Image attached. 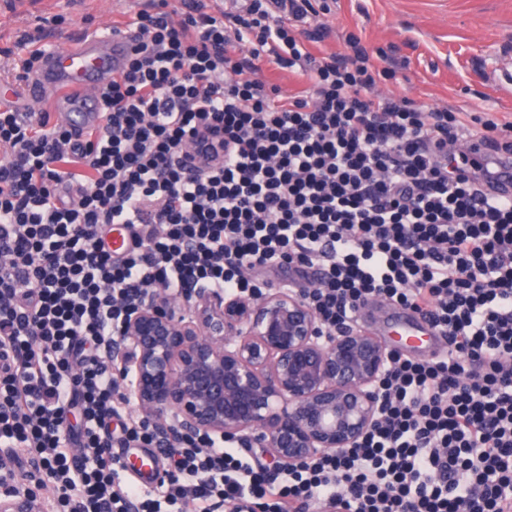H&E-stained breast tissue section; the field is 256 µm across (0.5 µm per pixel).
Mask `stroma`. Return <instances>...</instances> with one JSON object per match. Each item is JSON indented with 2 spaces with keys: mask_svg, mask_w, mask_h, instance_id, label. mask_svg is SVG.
<instances>
[{
  "mask_svg": "<svg viewBox=\"0 0 512 512\" xmlns=\"http://www.w3.org/2000/svg\"><path fill=\"white\" fill-rule=\"evenodd\" d=\"M132 0H43L41 10L22 11L16 0H0V72L11 68L22 34L51 36L65 45L85 29H100ZM333 36L327 49L354 35L371 51L398 63L395 79L380 83L384 95L409 98L452 111L487 108L512 115V0H328ZM360 325L393 348L428 355L443 348L439 336L416 334L401 343L404 326L388 302L366 306Z\"/></svg>",
  "mask_w": 512,
  "mask_h": 512,
  "instance_id": "1",
  "label": "stroma"
}]
</instances>
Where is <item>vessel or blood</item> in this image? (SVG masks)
I'll list each match as a JSON object with an SVG mask.
<instances>
[{"label": "vessel or blood", "instance_id": "1", "mask_svg": "<svg viewBox=\"0 0 512 512\" xmlns=\"http://www.w3.org/2000/svg\"><path fill=\"white\" fill-rule=\"evenodd\" d=\"M127 50L123 36L97 30L49 51L40 72L21 82L25 110L48 100L67 125L83 129L97 124L101 104L96 90L111 78Z\"/></svg>", "mask_w": 512, "mask_h": 512}]
</instances>
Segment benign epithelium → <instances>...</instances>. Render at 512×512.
Instances as JSON below:
<instances>
[{"label":"benign epithelium","mask_w":512,"mask_h":512,"mask_svg":"<svg viewBox=\"0 0 512 512\" xmlns=\"http://www.w3.org/2000/svg\"><path fill=\"white\" fill-rule=\"evenodd\" d=\"M116 388L158 446L187 437L258 448L280 470L355 448L373 427L392 357L350 323L333 331L305 289L253 295L199 286L150 292L111 344ZM39 489L0 492V512H32Z\"/></svg>","instance_id":"1"}]
</instances>
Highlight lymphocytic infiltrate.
I'll list each match as a JSON object with an SVG mask.
<instances>
[{
	"mask_svg": "<svg viewBox=\"0 0 512 512\" xmlns=\"http://www.w3.org/2000/svg\"><path fill=\"white\" fill-rule=\"evenodd\" d=\"M312 0H142L114 27L128 53L78 130L0 110V446L46 464L64 512H176L266 500L269 512L364 492L346 512H512V121L377 93L395 78L356 37L322 50ZM295 76L291 93L262 74ZM217 164L180 153L199 137ZM122 225L123 250L107 230ZM314 268L326 328L381 298L448 340L394 353L362 445L277 475L235 448L162 449L159 495L112 447L152 444L112 384L107 348L159 287H256ZM82 424H64L72 411ZM83 449L71 456L72 445ZM343 500V499H342Z\"/></svg>",
	"mask_w": 512,
	"mask_h": 512,
	"instance_id": "lymphocytic-infiltrate-1",
	"label": "lymphocytic infiltrate"
}]
</instances>
